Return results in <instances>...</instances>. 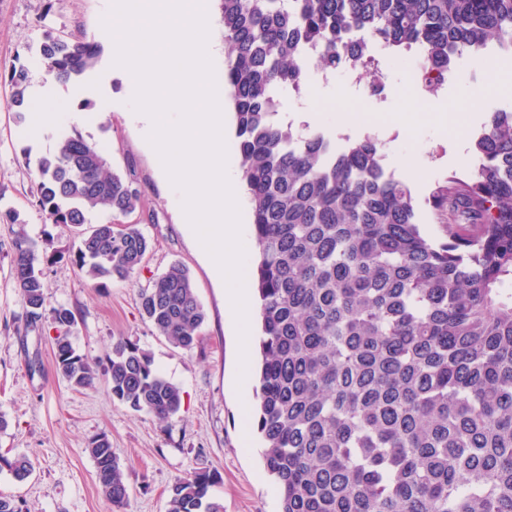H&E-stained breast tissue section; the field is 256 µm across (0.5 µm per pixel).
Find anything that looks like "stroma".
I'll return each mask as SVG.
<instances>
[{
	"label": "stroma",
	"mask_w": 512,
	"mask_h": 512,
	"mask_svg": "<svg viewBox=\"0 0 512 512\" xmlns=\"http://www.w3.org/2000/svg\"><path fill=\"white\" fill-rule=\"evenodd\" d=\"M111 7L112 0H0V66L20 59L34 82H41L38 46L44 34L80 31L100 45L98 65L106 67L110 40L102 19ZM419 65L408 54L387 57L381 64L384 89L376 96L369 95L371 77L364 73L358 82L340 76L316 94L303 90L294 99L321 113L318 130L339 142L352 135L343 123L351 106L386 123L421 106L447 108V128L425 123L412 135L389 130L378 136L385 162L398 179L410 182L422 174V184L411 189L421 229L444 242L448 234L443 219L427 199L449 175L472 168L474 140L489 112L512 103V93L490 90L486 66L469 59L431 94L415 77ZM130 83V76L117 74L98 86L88 98L93 117L79 126L100 145L112 170L134 175L141 207L130 220L152 245L130 280L103 288L93 287L76 265L73 231L45 223L33 204L30 189L37 163L53 152L55 138L49 135L40 146L29 145L24 123L0 108V214L14 210L22 218L18 225L0 224V415L8 423L0 432V453L24 454L33 463L22 483L1 473L0 494L22 501L28 512H111L87 451L89 441L104 434L128 486L124 512H167L172 485L203 468L221 475L212 495L224 512H280L278 490L264 469L254 425L255 396L236 386L238 337L227 320L224 288L171 205L155 157L120 108ZM19 231L38 245L49 306L62 305L76 315L73 346L98 373L89 387L71 388L57 374L50 318L34 326L27 322L10 274L12 241ZM176 262L187 268L206 312L201 345L191 351L157 335L140 313V289ZM119 338L136 342L179 386L181 408L168 420L113 400L103 371L112 342Z\"/></svg>",
	"instance_id": "obj_1"
}]
</instances>
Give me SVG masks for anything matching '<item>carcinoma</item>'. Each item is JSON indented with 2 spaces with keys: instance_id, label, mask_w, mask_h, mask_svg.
Instances as JSON below:
<instances>
[{
  "instance_id": "obj_1",
  "label": "carcinoma",
  "mask_w": 512,
  "mask_h": 512,
  "mask_svg": "<svg viewBox=\"0 0 512 512\" xmlns=\"http://www.w3.org/2000/svg\"><path fill=\"white\" fill-rule=\"evenodd\" d=\"M224 26V82L246 184L260 306L254 420L280 512H512V107L493 110L474 141L473 169L451 175L430 204L448 241L416 222L409 187L369 135L336 144L276 121L278 92L300 90L313 60L336 72L376 44L416 52L435 93L455 59L512 58V0H216ZM99 45L48 33L43 75L60 83L96 63ZM29 68L0 67L4 107L24 119ZM48 224L81 229L76 264L104 287L130 279L150 241L122 219L141 206L128 174L111 170L76 127L39 159L31 187ZM107 219L94 223L93 213ZM11 275L32 323L46 311L36 243L13 242ZM142 316L172 345L201 344L206 313L188 271L172 264L140 291ZM58 374L73 388L96 372L69 338L76 321L51 310ZM112 398L165 421L179 387L137 344L107 357ZM101 491L121 510L127 485L105 435L87 448ZM25 481L33 463L0 454V472ZM204 469L170 489L167 512H224Z\"/></svg>"
}]
</instances>
